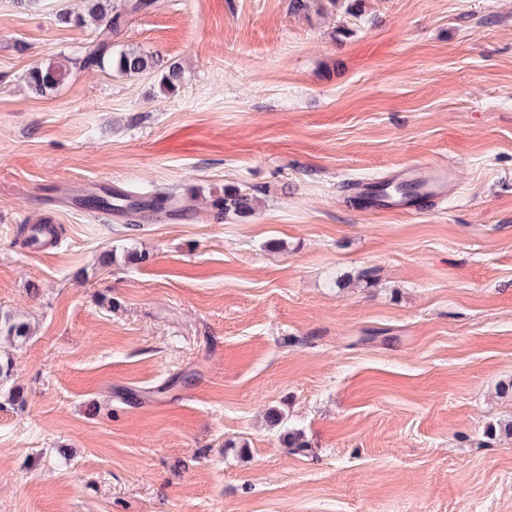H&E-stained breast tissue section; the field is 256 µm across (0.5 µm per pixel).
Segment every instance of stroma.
Wrapping results in <instances>:
<instances>
[{
  "label": "stroma",
  "mask_w": 512,
  "mask_h": 512,
  "mask_svg": "<svg viewBox=\"0 0 512 512\" xmlns=\"http://www.w3.org/2000/svg\"><path fill=\"white\" fill-rule=\"evenodd\" d=\"M62 8L0 0V315L30 326L0 338V512H512V0H156L113 38L159 57L133 78ZM420 164L445 200L350 204ZM110 186L208 204L63 195ZM239 186L255 213L217 216ZM72 63L70 56L59 53L44 65L41 64L28 70L23 79L33 94L45 96L69 80ZM413 181L418 186V197H379L374 194V184L358 182L353 186V193L364 203V207L376 212L402 213L417 208L419 203L441 199L448 195L452 184L451 172L430 166L418 165L397 171L392 176L378 182L399 183ZM152 203L153 206L150 212L152 217L158 221L170 218L173 213L184 217L196 210L195 205L169 192L156 193Z\"/></svg>",
  "instance_id": "obj_1"
}]
</instances>
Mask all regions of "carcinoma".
I'll use <instances>...</instances> for the list:
<instances>
[{"label": "carcinoma", "instance_id": "carcinoma-1", "mask_svg": "<svg viewBox=\"0 0 512 512\" xmlns=\"http://www.w3.org/2000/svg\"><path fill=\"white\" fill-rule=\"evenodd\" d=\"M153 4L154 0H124L122 8L118 10L112 5V0H88L87 15H74L61 10L56 13V20L64 25H84L89 22L94 26L96 37L85 51L84 66L101 70L108 68L119 76L132 78L151 72L158 66L159 60L138 48L129 47L116 51L112 37L118 33L126 17ZM71 64L72 58L60 53L45 64L28 70L24 81L33 94L45 96L69 80ZM180 81L181 68L175 62L169 64L162 77V92L175 91ZM128 198L129 194L115 191L107 196H90L86 198L85 204L89 209L107 211L113 208L114 203ZM152 203L151 215L158 221L168 219L174 213L184 217L195 211V205L169 192L156 193ZM213 206L219 208L224 215L230 212L249 215L255 210L256 197L246 188H226L224 197L215 200ZM2 333L8 337H26L29 335V327L24 322L8 317L0 320V334Z\"/></svg>", "mask_w": 512, "mask_h": 512}]
</instances>
